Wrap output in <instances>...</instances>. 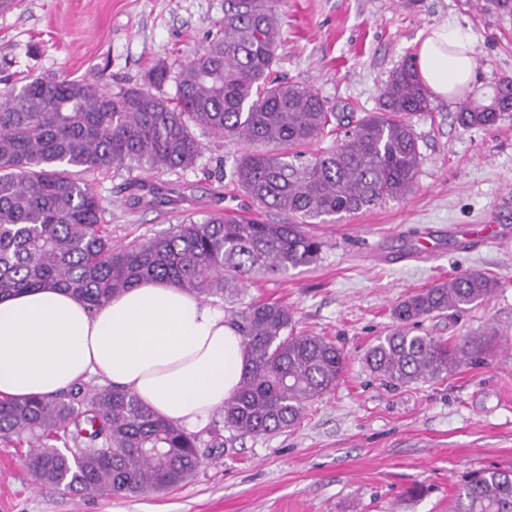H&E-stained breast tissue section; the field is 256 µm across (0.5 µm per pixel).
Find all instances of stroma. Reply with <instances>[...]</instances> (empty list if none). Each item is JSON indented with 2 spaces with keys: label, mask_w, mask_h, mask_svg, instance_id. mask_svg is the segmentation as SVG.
I'll list each match as a JSON object with an SVG mask.
<instances>
[{
  "label": "stroma",
  "mask_w": 512,
  "mask_h": 512,
  "mask_svg": "<svg viewBox=\"0 0 512 512\" xmlns=\"http://www.w3.org/2000/svg\"><path fill=\"white\" fill-rule=\"evenodd\" d=\"M484 0H281L275 76L297 81L340 115L377 111L391 71L415 54L430 27L451 24L475 43L482 95L512 78V15ZM224 0H15L0 13V78L56 75L138 87L147 70L205 44ZM457 100L412 115L420 164L413 192L336 222L308 225L323 249L288 277L252 281L243 302L287 306L296 329L341 348L336 388L301 422L263 438L226 441L194 478L164 492L89 497L40 484L21 451L0 444V512H450L468 471L512 470V240L474 246L478 224L512 228V115L463 129ZM195 168H122L89 175L118 244L152 238L186 215H285L252 207L231 178L243 151L204 139ZM153 187L130 206L128 186ZM479 270L498 287L466 311L424 320L419 332L454 343L495 329L485 362L441 381L391 387L363 355L394 327L393 306L441 280Z\"/></svg>",
  "instance_id": "1"
}]
</instances>
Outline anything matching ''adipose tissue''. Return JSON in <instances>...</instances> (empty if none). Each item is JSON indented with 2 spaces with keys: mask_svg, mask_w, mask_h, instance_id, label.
<instances>
[{
  "mask_svg": "<svg viewBox=\"0 0 512 512\" xmlns=\"http://www.w3.org/2000/svg\"><path fill=\"white\" fill-rule=\"evenodd\" d=\"M415 61L433 97L474 85L475 46L458 29L431 28ZM245 361L223 309L166 283L127 289L93 313L53 288L0 299V397L51 395L95 375L194 428L236 392Z\"/></svg>",
  "mask_w": 512,
  "mask_h": 512,
  "instance_id": "obj_1",
  "label": "adipose tissue"
}]
</instances>
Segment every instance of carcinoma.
<instances>
[{
    "mask_svg": "<svg viewBox=\"0 0 512 512\" xmlns=\"http://www.w3.org/2000/svg\"><path fill=\"white\" fill-rule=\"evenodd\" d=\"M279 0H225L224 21L190 58L160 63L143 87L112 90L101 81L30 76L0 91V297L57 288L93 313L126 289L164 282L199 299L238 301L245 281L288 275L317 262L322 242L303 229L412 192L419 152L407 116L431 101L409 56L384 82L378 111L359 118L332 148L310 158L298 148L333 132L336 113L299 82L272 77L281 38ZM176 79L175 97L159 93ZM494 108L465 100L464 128L493 126L512 114V79ZM241 142L233 176L259 207L286 224L215 213L184 218L144 242H112L103 206L85 175L147 166L188 170L202 143ZM494 279L465 271L400 301L395 328L363 360L391 386L442 380L481 362L489 341L454 344L413 332L421 320L463 312L491 298ZM247 360L221 421L189 432L112 385L79 381L50 396L0 399V440L26 447L23 462L43 484L88 496H135L192 480L199 448L224 447L222 430L264 437L296 426L307 406L335 389L340 348L298 333L288 307L249 302L232 311ZM452 512H512V471L470 473Z\"/></svg>",
    "mask_w": 512,
    "mask_h": 512,
    "instance_id": "cac0c4a2",
    "label": "carcinoma"
}]
</instances>
